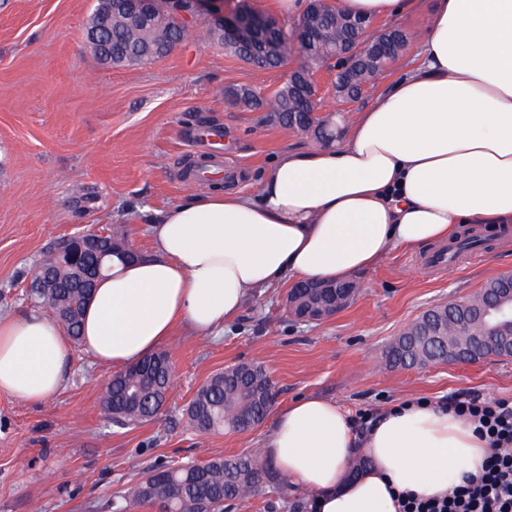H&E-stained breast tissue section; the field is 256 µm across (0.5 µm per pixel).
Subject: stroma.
<instances>
[{"mask_svg": "<svg viewBox=\"0 0 512 512\" xmlns=\"http://www.w3.org/2000/svg\"><path fill=\"white\" fill-rule=\"evenodd\" d=\"M95 0H0V311L33 305L20 277L55 240L83 227L126 235L143 257L155 254L149 216L206 191L181 167L201 160L202 131H224L232 188L256 190L282 150L311 147L298 131L261 111L226 104L222 90L268 95L284 69H259L208 43L209 14L194 37L153 63L112 68L97 61L85 32ZM429 23L420 8L375 29L410 36L405 51L372 81L383 93L416 59ZM485 240L480 257L463 253L448 269L426 265L430 247L398 249L356 276L360 292L328 320L309 324L283 308L288 284L254 294L221 338L179 332L162 346L175 370L164 412L136 427L112 426L99 401L113 376L71 346L61 391L41 406L0 395V512H153L127 506L121 491L157 465L260 451L271 419L245 432L201 434L185 409L212 374L240 363L262 366L276 405L302 396L335 400L351 412L399 400L444 401L462 390L512 398V357L390 365L389 344L427 309L463 300L512 273V227L464 224ZM309 494L290 488L241 501L228 512H301Z\"/></svg>", "mask_w": 512, "mask_h": 512, "instance_id": "stroma-1", "label": "stroma"}]
</instances>
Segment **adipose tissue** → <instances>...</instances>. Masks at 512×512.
<instances>
[{
  "instance_id": "adipose-tissue-1",
  "label": "adipose tissue",
  "mask_w": 512,
  "mask_h": 512,
  "mask_svg": "<svg viewBox=\"0 0 512 512\" xmlns=\"http://www.w3.org/2000/svg\"><path fill=\"white\" fill-rule=\"evenodd\" d=\"M427 12L419 64L339 140L283 150L258 194L190 196L153 219L154 257L113 259L82 324L91 361L145 359L179 330L220 335L252 295L289 280L344 282L460 225L512 224V0H429ZM70 366L52 317L0 314V394L43 405ZM263 449L314 492L312 512H398V494H448L491 452L427 401L387 408L360 435L317 396L279 408Z\"/></svg>"
}]
</instances>
